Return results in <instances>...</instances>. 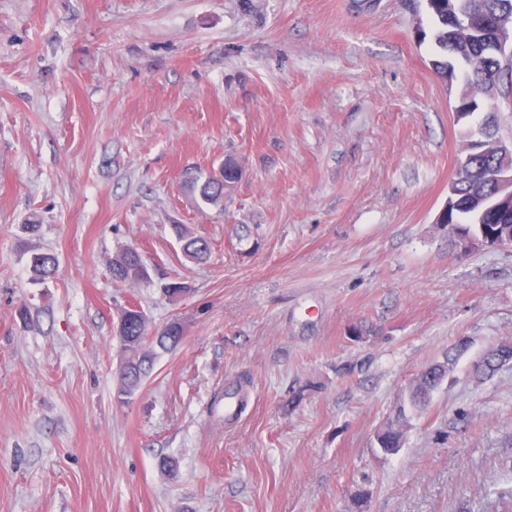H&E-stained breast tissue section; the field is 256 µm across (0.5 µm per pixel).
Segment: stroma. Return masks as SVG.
<instances>
[{
	"label": "stroma",
	"instance_id": "1",
	"mask_svg": "<svg viewBox=\"0 0 512 512\" xmlns=\"http://www.w3.org/2000/svg\"><path fill=\"white\" fill-rule=\"evenodd\" d=\"M434 53L424 0H0V512L512 505V366L470 372L512 338V248L464 254L434 224L465 138ZM229 157L241 179L202 204L190 178ZM124 246L150 283L113 281ZM130 302L184 336L122 404ZM460 341L384 454L414 374ZM184 226V224L173 225L182 254L191 261L202 260L210 251L209 243L200 236H192ZM58 268V258L53 252H36L31 256L30 269L35 279L45 281L52 278ZM410 426L405 402L400 404L395 415L375 434V444L385 453H393L403 446Z\"/></svg>",
	"mask_w": 512,
	"mask_h": 512
}]
</instances>
